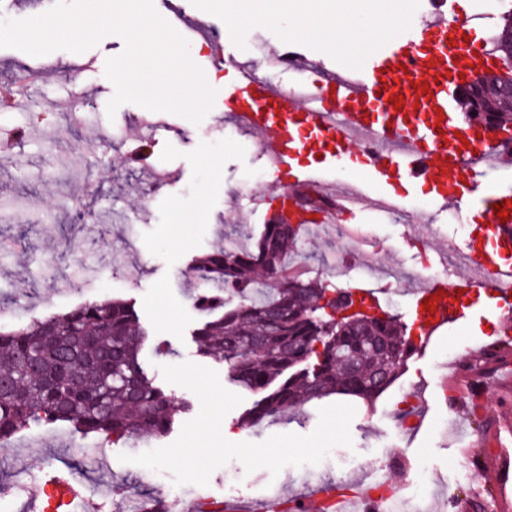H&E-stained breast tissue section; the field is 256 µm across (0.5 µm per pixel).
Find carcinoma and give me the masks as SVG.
I'll use <instances>...</instances> for the list:
<instances>
[{"mask_svg": "<svg viewBox=\"0 0 512 512\" xmlns=\"http://www.w3.org/2000/svg\"><path fill=\"white\" fill-rule=\"evenodd\" d=\"M502 152H512V112H497ZM303 224L274 218L248 246L215 249L198 259L196 277L220 287L195 304L203 320L197 352L227 367L255 396L244 420L273 422L288 409L335 394L375 400L401 375L414 342L393 314L336 321V310L368 299L358 289L328 288L286 272ZM376 303L375 299L368 300ZM148 334L131 305L91 300L69 312L0 331V446L41 422H67L84 436L125 445L168 433L179 412L148 373Z\"/></svg>", "mask_w": 512, "mask_h": 512, "instance_id": "carcinoma-1", "label": "carcinoma"}]
</instances>
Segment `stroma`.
<instances>
[{
	"instance_id": "35a3bbf8",
	"label": "stroma",
	"mask_w": 512,
	"mask_h": 512,
	"mask_svg": "<svg viewBox=\"0 0 512 512\" xmlns=\"http://www.w3.org/2000/svg\"><path fill=\"white\" fill-rule=\"evenodd\" d=\"M158 13L175 10L211 31L193 60L205 74L231 78L232 71L213 67L211 59L226 52L252 62L259 76L289 86L292 72L273 65L271 51L288 53L330 69L347 62V49H329L319 40L291 31L287 22H249L229 29L224 10L214 0H154ZM448 17L480 15L482 33L501 23L499 7L483 8L481 0H405L402 28L421 25L437 12ZM125 48L119 36L101 40L81 54L58 50L32 56L0 48V83L14 81L20 69L40 73L36 101L56 104L53 112H33L21 105L0 109V138L27 130L23 140L0 152V241L20 243L22 254L0 252V328L9 329L53 314H62L90 299L114 298L134 305L150 342L142 359L149 373L161 366L198 362L193 336L201 316L193 305L196 286L193 267L204 254L232 242L249 244L268 219L253 209L249 193H266L272 182L260 157L261 146L240 131L222 98H215L200 124L168 112L152 115L135 104L120 106L108 115L115 93L105 75L106 61ZM158 117L161 129L152 137V154L140 164L125 158L143 139V124ZM64 198L90 207L93 223H73ZM341 223L364 239V260L382 268L436 264L437 249L447 240L458 251L484 247L487 240L471 206L451 208L434 224L431 248L406 219L379 211L342 215ZM340 248L336 231L302 243L304 273L335 284L325 266ZM490 289L474 290L462 300V319L436 337L426 352L413 353L400 378L373 402L355 397L350 425L351 446H337L318 464L289 466L279 474L259 468L246 471L233 460L216 469L208 485L175 486L167 472H156L121 462L125 445L82 437L65 423L38 424L18 433L9 451L0 455V485L13 489L0 512H44L45 502H32L27 490L57 477L81 476L83 495L62 505L58 512H122L127 491L145 498H164L180 492L194 504L231 496L245 506L267 490L283 495L309 496L344 482L365 487L372 479L371 463L398 450L406 469L420 458L432 466L438 490L453 489L462 512L475 503L498 500L496 471L491 459L501 449L512 451V430L503 415L512 408V393L501 391V363L483 365L482 350L494 344L501 325L490 303ZM474 370L462 395L467 425H460L449 402L446 386L449 363ZM422 395L426 415L421 425L398 422V404L408 394ZM253 402H243L223 419L224 437L231 442H260L274 434L307 435L318 424L321 401L314 400L282 420L245 432L242 418ZM483 437L487 451L467 474H460L451 459L470 441ZM365 461L362 469L349 468V459Z\"/></svg>"
}]
</instances>
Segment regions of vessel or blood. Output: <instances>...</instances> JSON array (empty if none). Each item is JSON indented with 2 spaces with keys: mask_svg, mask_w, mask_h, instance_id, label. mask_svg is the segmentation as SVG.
I'll use <instances>...</instances> for the list:
<instances>
[{
  "mask_svg": "<svg viewBox=\"0 0 512 512\" xmlns=\"http://www.w3.org/2000/svg\"><path fill=\"white\" fill-rule=\"evenodd\" d=\"M493 65L476 25L440 13L426 20L422 34L394 32L356 71L339 67L324 72L314 63H295L302 79H318L317 93L302 95L295 87L271 83L237 58L231 67L238 77L224 91V105L239 125L249 134L265 137L272 170L293 173L292 183L277 195L251 196L255 206H268L276 196L324 186L326 167L357 140L376 144L366 163L378 181L403 176L426 180L442 211L481 200L489 213L483 232L490 249L468 251L466 272L433 279L415 293L417 302L434 300L433 311L416 313L423 331L418 341L422 350L457 322L456 299L461 292L490 281L499 305H512V220L501 221L493 212L494 204L512 201V192L476 194L480 165L507 178L512 177V168L492 154L495 139L478 135L467 123L460 99L466 80ZM397 96L403 99L399 108L392 103ZM305 151L321 153L319 167L296 169L297 158ZM378 197L388 205L396 203L394 197L377 195L365 184L345 186L330 198L322 219L335 222Z\"/></svg>",
  "mask_w": 512,
  "mask_h": 512,
  "instance_id": "1",
  "label": "vessel or blood"
}]
</instances>
